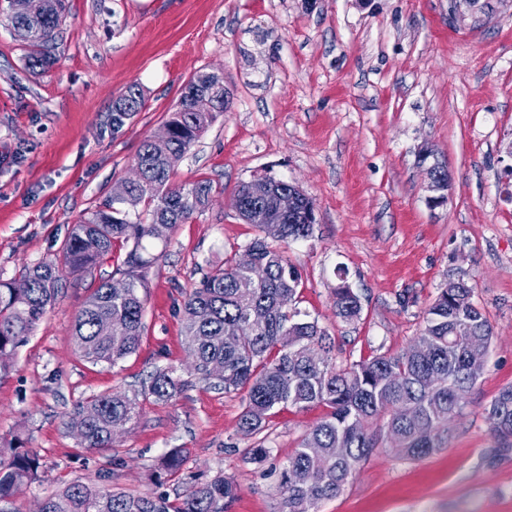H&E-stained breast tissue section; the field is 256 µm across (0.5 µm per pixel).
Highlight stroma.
I'll use <instances>...</instances> for the list:
<instances>
[{
  "label": "stroma",
  "instance_id": "35a3bbf8",
  "mask_svg": "<svg viewBox=\"0 0 512 512\" xmlns=\"http://www.w3.org/2000/svg\"><path fill=\"white\" fill-rule=\"evenodd\" d=\"M22 55L0 25V281L53 257L132 176L141 142L196 72H223L229 106L175 168V183L210 182L211 198L148 273L137 351L93 364L73 343L77 314L123 261L117 246L92 272L64 276L0 369V444L40 458L37 480L0 512H36L105 471L107 486L172 499L187 476L221 474L237 486L230 512H281L280 472L322 407L271 415L260 465L238 431L243 393L198 380L171 402L144 399L113 447L83 449L65 426L90 396L140 389L158 367L185 374L184 295L256 236L232 198L257 175L314 202L313 236L287 255L302 276L297 306L334 339L338 365L402 353L452 280L472 284L494 328L447 447L408 460L382 444L319 512H512V447L486 420L512 386V0H67L53 66L32 73ZM133 83L145 105L113 130V103ZM425 149L452 181L436 207ZM341 269L361 302L349 322L333 302ZM174 448L185 451L181 475L155 483Z\"/></svg>",
  "mask_w": 512,
  "mask_h": 512
}]
</instances>
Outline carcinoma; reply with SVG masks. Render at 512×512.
<instances>
[{"mask_svg": "<svg viewBox=\"0 0 512 512\" xmlns=\"http://www.w3.org/2000/svg\"><path fill=\"white\" fill-rule=\"evenodd\" d=\"M65 17L66 0H25L22 9L16 0H7V7L0 9V23L33 28V38L25 44V62L34 72L53 64ZM203 89L200 74L187 81L166 121L170 139L165 147H157L150 138L143 140L136 157L141 177L116 182L103 203L72 227L59 253L26 268L21 279L30 288L21 293L13 283L0 282L1 369L46 316L64 274L92 271L116 243L126 248L118 274L128 287L112 288L110 278H100L76 317L74 345L87 361L112 365L136 351L144 331L146 274L157 261L154 250L168 243L177 225L206 206L212 190L208 181L171 182L178 162L216 114L228 108L222 92L209 99V106L200 105L197 91ZM143 107L139 87L128 86L112 111L113 128L123 127ZM233 205L260 232L246 248L265 276L253 277L232 259L206 274L186 293L184 339L192 358L191 375L207 382L210 365L222 363L224 376L215 385L226 394L246 391L238 430L255 439L247 454L256 464L270 455L262 434L275 410L327 409L283 468V512H318L320 503L342 492L381 440L396 443L397 453L411 460L446 447L450 425L463 409L460 396L469 394L482 376L494 336L486 315L472 300V286L461 281L442 289L425 312L420 335L404 352L338 367L329 334L291 306L301 284L299 272L288 263L284 250L270 244L307 239L314 225L297 218L279 224L255 222L254 213L272 212L271 199L257 198L243 185ZM333 295L336 316L349 320L359 315L360 301L344 277H339ZM230 325L237 327L238 335H227ZM185 386L187 381L173 370L158 368L138 393L105 392L76 405L67 426L77 430L83 447L110 448L114 426L140 417V397L169 402ZM400 405L419 413L420 419L405 422L397 410ZM486 419L500 443H512V387L499 392ZM183 464V452L175 448L160 469L177 475ZM39 468L37 454L1 447L0 501L31 484ZM236 492L234 481L224 476L190 482L176 501L162 494L134 496L78 482L45 498L42 512H228Z\"/></svg>", "mask_w": 512, "mask_h": 512, "instance_id": "carcinoma-1", "label": "carcinoma"}]
</instances>
